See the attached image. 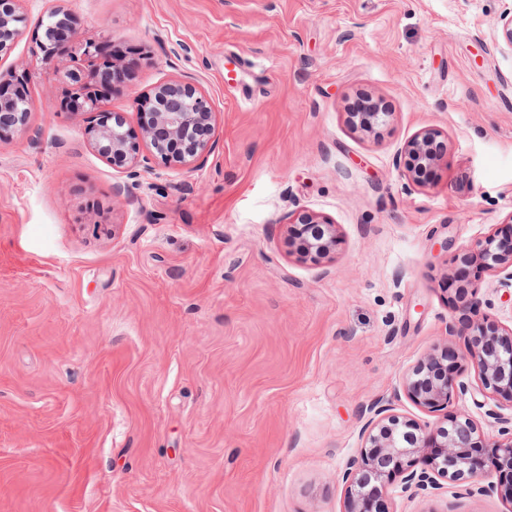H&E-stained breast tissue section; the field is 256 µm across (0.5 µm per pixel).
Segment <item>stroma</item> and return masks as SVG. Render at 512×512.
Returning <instances> with one entry per match:
<instances>
[{
    "instance_id": "obj_1",
    "label": "stroma",
    "mask_w": 512,
    "mask_h": 512,
    "mask_svg": "<svg viewBox=\"0 0 512 512\" xmlns=\"http://www.w3.org/2000/svg\"><path fill=\"white\" fill-rule=\"evenodd\" d=\"M125 67L104 108L187 79L215 112L201 167L118 172L42 69L54 9ZM512 0H23L0 75L29 72L25 130L0 138V512H343L368 406L437 426L403 380L463 351L459 279L512 324V284L461 256L512 217ZM367 97L389 117L350 123ZM439 132L426 185L405 143ZM121 193H114V186ZM335 224L299 258L289 217ZM448 250H441L442 241ZM452 407L489 440L512 407L475 365ZM383 491L388 512H512L496 492Z\"/></svg>"
}]
</instances>
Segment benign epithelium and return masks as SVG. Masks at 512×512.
<instances>
[{
  "label": "benign epithelium",
  "mask_w": 512,
  "mask_h": 512,
  "mask_svg": "<svg viewBox=\"0 0 512 512\" xmlns=\"http://www.w3.org/2000/svg\"><path fill=\"white\" fill-rule=\"evenodd\" d=\"M20 2L0 0V56L11 51L22 36ZM43 37L36 42V53L46 67L55 65L66 44L75 35L72 17L52 10L41 22ZM82 53L99 60L96 78L99 87L109 88L107 78H121L108 59V45L87 42ZM29 78L25 74L0 80V136L27 126L32 109ZM140 135H135L124 112L98 111V99L87 92H72L65 111L74 114L99 112L87 128L91 147L112 169L126 172L151 158L167 167H192L209 154L213 132V108L208 97L192 82L170 80L156 85L137 99ZM388 113L373 107L356 114L353 126L365 133L385 121ZM436 131H425L406 145L411 163L406 177L414 184L441 160L442 145ZM293 232L296 249L304 257L318 260L336 247V225L311 213L298 215ZM467 265L477 264L504 274L512 282V235L495 232L478 240L462 256ZM458 299L470 312L463 326L448 324V335L467 334V355L476 364L482 390L512 404V327H490L481 314V303L470 285L457 289ZM456 355L444 347L419 360L407 373L403 388L417 406L431 412L443 411L456 393L467 386L453 376ZM364 430V443L347 463L343 480L344 512H386L387 506L371 496L369 485L382 486L400 481L403 489H440L442 482L477 483L486 474L500 477L497 491L512 503V417H496L503 424L501 439L486 441L477 424L464 411L447 415L446 425L430 428L392 412L391 405L372 403Z\"/></svg>",
  "instance_id": "obj_1"
}]
</instances>
